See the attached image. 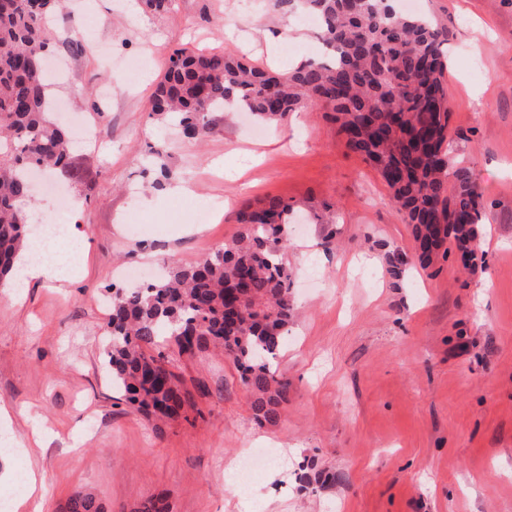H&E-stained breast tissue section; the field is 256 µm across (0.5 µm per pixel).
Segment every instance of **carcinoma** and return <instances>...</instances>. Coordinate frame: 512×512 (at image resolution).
Listing matches in <instances>:
<instances>
[{"mask_svg": "<svg viewBox=\"0 0 512 512\" xmlns=\"http://www.w3.org/2000/svg\"><path fill=\"white\" fill-rule=\"evenodd\" d=\"M60 0H0V281L31 252V168L63 171L71 142L51 112L49 75L37 51L55 48L51 21ZM320 20L318 37L333 59H307L284 72L222 52L173 50L151 112L187 139L213 133L217 114L241 108L262 122L320 107L332 113L345 146L385 179L391 201L412 225L423 266L463 252L464 268L483 262L478 246L484 190L475 169L451 157L448 129V29L425 15L394 10L392 0H275ZM293 206L271 197L243 203L230 246L168 270L138 288L109 295L105 365L112 389L155 427L195 409L161 347L210 348L230 358L260 422L273 423L288 401L277 366L294 318L293 270L286 260ZM66 512H104L77 491Z\"/></svg>", "mask_w": 512, "mask_h": 512, "instance_id": "carcinoma-1", "label": "carcinoma"}]
</instances>
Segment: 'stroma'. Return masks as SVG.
<instances>
[{
    "mask_svg": "<svg viewBox=\"0 0 512 512\" xmlns=\"http://www.w3.org/2000/svg\"><path fill=\"white\" fill-rule=\"evenodd\" d=\"M133 2L74 0L77 18L100 24L79 50L57 49L67 76L51 96L89 134L72 174L36 179L31 210L70 224L85 271L22 294L0 283V499L17 501L33 473L42 512L77 491L105 512L151 496L169 512H512V0H422L450 31L452 156L484 187V264L471 273L453 248L420 267L388 187L321 108L265 125L260 139L242 114L154 158L172 132L149 99L174 48L283 70L318 42L296 23L272 59L267 40L289 16L273 0H174L162 16ZM144 52L151 63L125 81L124 61ZM239 150L256 155L244 193L224 179ZM246 197L299 213L288 234L298 318L278 357L288 401L277 423H258L234 362L204 351L178 362L199 388L196 410L155 430L112 389L102 300L124 269L186 266L231 243ZM210 205L216 220L200 222ZM394 249L408 260L398 286ZM253 448L276 457L244 488L232 473Z\"/></svg>",
    "mask_w": 512,
    "mask_h": 512,
    "instance_id": "1",
    "label": "stroma"
}]
</instances>
